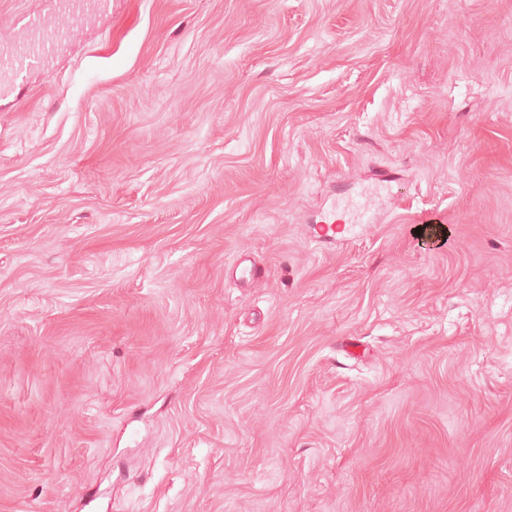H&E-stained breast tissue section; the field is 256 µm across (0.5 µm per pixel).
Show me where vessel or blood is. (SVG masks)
Listing matches in <instances>:
<instances>
[{
    "label": "vessel or blood",
    "mask_w": 512,
    "mask_h": 512,
    "mask_svg": "<svg viewBox=\"0 0 512 512\" xmlns=\"http://www.w3.org/2000/svg\"><path fill=\"white\" fill-rule=\"evenodd\" d=\"M45 5L47 13L55 16V23L42 22L37 16L22 19L28 38L24 43H14L0 50L1 80L15 81L23 65L47 64L85 21L83 8L75 0H45ZM361 218V207L351 205L337 210L324 224L318 225L315 232L319 239L332 240L345 235L350 225L360 222Z\"/></svg>",
    "instance_id": "obj_1"
}]
</instances>
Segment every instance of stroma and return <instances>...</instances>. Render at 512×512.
I'll return each instance as SVG.
<instances>
[{"label":"stroma","instance_id":"1","mask_svg":"<svg viewBox=\"0 0 512 512\" xmlns=\"http://www.w3.org/2000/svg\"><path fill=\"white\" fill-rule=\"evenodd\" d=\"M0 512H512V0H109L0 91ZM361 218V206L351 205L337 209L336 213L331 218L325 221L324 224H319L315 228L317 238L321 240H332L335 239L336 235H340L341 239H343L350 225L361 222Z\"/></svg>","mask_w":512,"mask_h":512}]
</instances>
